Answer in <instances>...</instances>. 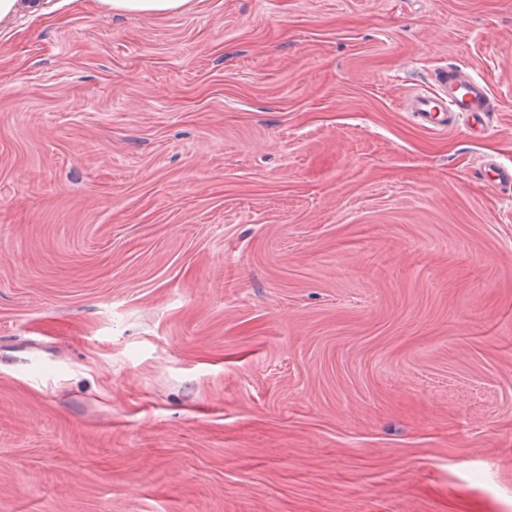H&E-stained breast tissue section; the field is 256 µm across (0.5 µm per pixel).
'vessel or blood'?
Segmentation results:
<instances>
[{
    "label": "vessel or blood",
    "instance_id": "1",
    "mask_svg": "<svg viewBox=\"0 0 512 512\" xmlns=\"http://www.w3.org/2000/svg\"><path fill=\"white\" fill-rule=\"evenodd\" d=\"M406 107L429 130L450 131L459 121L470 119L483 133L496 102L483 78L451 66L436 73L432 91L412 95Z\"/></svg>",
    "mask_w": 512,
    "mask_h": 512
}]
</instances>
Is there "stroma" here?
Masks as SVG:
<instances>
[{"label":"stroma","mask_w":512,"mask_h":512,"mask_svg":"<svg viewBox=\"0 0 512 512\" xmlns=\"http://www.w3.org/2000/svg\"><path fill=\"white\" fill-rule=\"evenodd\" d=\"M0 26V512H512V0ZM451 65L494 127L405 108Z\"/></svg>","instance_id":"obj_1"}]
</instances>
